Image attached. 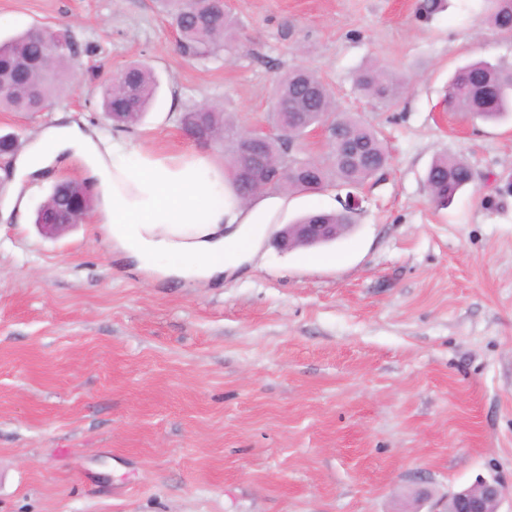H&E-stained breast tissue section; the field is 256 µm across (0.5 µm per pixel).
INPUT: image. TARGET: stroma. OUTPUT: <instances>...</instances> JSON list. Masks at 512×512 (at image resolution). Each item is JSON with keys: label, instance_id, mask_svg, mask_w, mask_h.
<instances>
[{"label": "stroma", "instance_id": "obj_1", "mask_svg": "<svg viewBox=\"0 0 512 512\" xmlns=\"http://www.w3.org/2000/svg\"><path fill=\"white\" fill-rule=\"evenodd\" d=\"M229 0L238 46L185 58L156 0H0V38L41 25L75 45L47 111L0 112L26 149L63 118L170 154L224 158L184 135L191 107L269 126L279 75L313 71L359 113L390 166L359 189L334 243L279 251L282 225L341 209L343 195L269 190L245 262L187 282L129 262L96 209L48 235L39 207L70 163L24 176L0 165V512H434L478 477L512 512V118L444 103L454 70L512 64L484 0ZM154 70V106L130 128L100 107V82ZM374 61L406 89L381 104L354 87ZM462 157L479 190L445 209L427 170Z\"/></svg>", "mask_w": 512, "mask_h": 512}]
</instances>
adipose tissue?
Here are the masks:
<instances>
[{
	"label": "adipose tissue",
	"instance_id": "obj_1",
	"mask_svg": "<svg viewBox=\"0 0 512 512\" xmlns=\"http://www.w3.org/2000/svg\"><path fill=\"white\" fill-rule=\"evenodd\" d=\"M72 152L94 182L109 242L161 274L208 281L239 266L256 221L233 202L226 173L211 156L169 155L117 141L104 155L78 124L52 125L20 158L30 171Z\"/></svg>",
	"mask_w": 512,
	"mask_h": 512
}]
</instances>
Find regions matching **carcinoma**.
Segmentation results:
<instances>
[{"label":"carcinoma","mask_w":512,"mask_h":512,"mask_svg":"<svg viewBox=\"0 0 512 512\" xmlns=\"http://www.w3.org/2000/svg\"><path fill=\"white\" fill-rule=\"evenodd\" d=\"M174 19L179 34L181 53L195 60H209L229 53L236 47L234 22L224 11H217L208 0H162ZM488 20L500 32L512 33V0H488ZM53 43L50 59L38 67L35 61L43 53V41ZM71 39L64 34L63 45H55V30L38 34L26 32L0 42V110L9 112H42L47 103L62 95L71 78ZM357 89L366 97L387 103L401 95L406 88L403 77H396L378 65L367 66L355 76ZM156 90L152 69L143 63H133L123 69L121 79L105 80L100 86L102 107L112 124L132 126L147 111ZM274 103L288 104L293 113L297 135L309 128L329 122L364 147L368 160L360 167L344 164L333 152L314 166L303 156L285 158L281 143L272 139L266 144L271 163L288 162L292 177L288 184L271 187L263 181L250 188L239 184L240 145L232 141L228 151L232 186L237 197L256 194L269 188L288 192L317 193L328 187L348 189L362 187L389 164V153L378 133L360 117L339 109L331 92L315 73L294 69L281 75L275 83ZM448 104L462 112H472L485 120H502L512 115V66L489 61H474L460 68L448 84ZM183 128H192L202 140L224 137L232 125L216 106L191 108L180 116ZM471 167L456 156L441 155L427 173V188L431 201L446 208L461 190L475 185ZM70 194L53 187L46 203L61 204L76 197L83 185L68 183ZM356 212L347 208L339 211L309 213L298 220L300 224H352Z\"/></svg>","instance_id":"obj_1"}]
</instances>
